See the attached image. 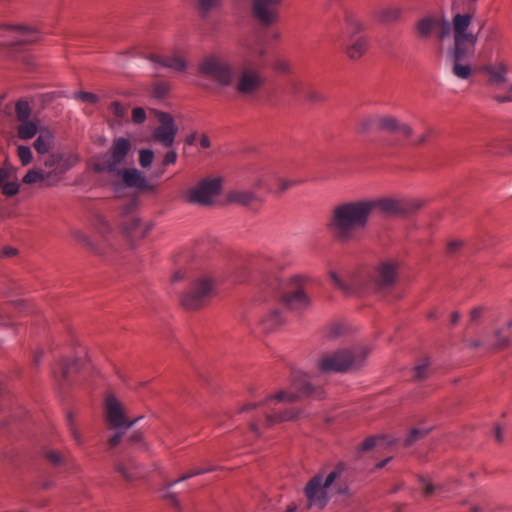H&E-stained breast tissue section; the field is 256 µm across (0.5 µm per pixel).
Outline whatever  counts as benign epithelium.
I'll use <instances>...</instances> for the list:
<instances>
[{
    "label": "benign epithelium",
    "mask_w": 512,
    "mask_h": 512,
    "mask_svg": "<svg viewBox=\"0 0 512 512\" xmlns=\"http://www.w3.org/2000/svg\"><path fill=\"white\" fill-rule=\"evenodd\" d=\"M57 94L26 92L0 100V136L11 140L25 169L41 175V184L58 181L64 170L80 162L87 177L104 189L118 185H156L187 163L184 152L191 134L167 105L133 96L100 95L82 103L96 123L112 129V138L86 140L85 152L73 148L79 133L53 119ZM33 191L18 181L11 194L0 191V208H8Z\"/></svg>",
    "instance_id": "benign-epithelium-1"
}]
</instances>
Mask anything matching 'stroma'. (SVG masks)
Here are the masks:
<instances>
[{
	"mask_svg": "<svg viewBox=\"0 0 512 512\" xmlns=\"http://www.w3.org/2000/svg\"><path fill=\"white\" fill-rule=\"evenodd\" d=\"M449 2L0 0V96L204 144L0 212V512H512V0L460 75Z\"/></svg>",
	"mask_w": 512,
	"mask_h": 512,
	"instance_id": "35a3bbf8",
	"label": "stroma"
}]
</instances>
